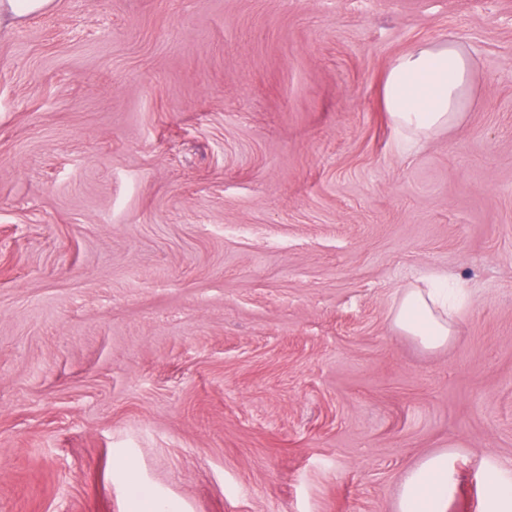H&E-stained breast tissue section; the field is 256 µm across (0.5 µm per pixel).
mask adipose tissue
<instances>
[{
  "label": "adipose tissue",
  "mask_w": 512,
  "mask_h": 512,
  "mask_svg": "<svg viewBox=\"0 0 512 512\" xmlns=\"http://www.w3.org/2000/svg\"><path fill=\"white\" fill-rule=\"evenodd\" d=\"M473 87L468 54L456 42L422 46L398 58L384 88L392 123L422 138L451 126ZM457 282L440 275L422 286L404 289L394 322L425 349L450 342ZM456 474L447 452L428 454L407 468L400 481L396 512H448Z\"/></svg>",
  "instance_id": "1"
}]
</instances>
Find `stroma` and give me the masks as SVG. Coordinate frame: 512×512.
Wrapping results in <instances>:
<instances>
[{"label":"stroma","mask_w":512,"mask_h":512,"mask_svg":"<svg viewBox=\"0 0 512 512\" xmlns=\"http://www.w3.org/2000/svg\"><path fill=\"white\" fill-rule=\"evenodd\" d=\"M474 94L407 139L394 61ZM467 292L424 349L417 277ZM449 512L512 459V0H56L0 31V512ZM472 87L471 61L458 43L421 46L393 64L385 104L391 122L419 139L451 126ZM431 279L424 286L405 288L394 314L396 326L427 350L442 347L455 336L451 318L457 301L453 276ZM456 486L448 451L430 453L402 474L397 512H448Z\"/></svg>","instance_id":"35a3bbf8"}]
</instances>
